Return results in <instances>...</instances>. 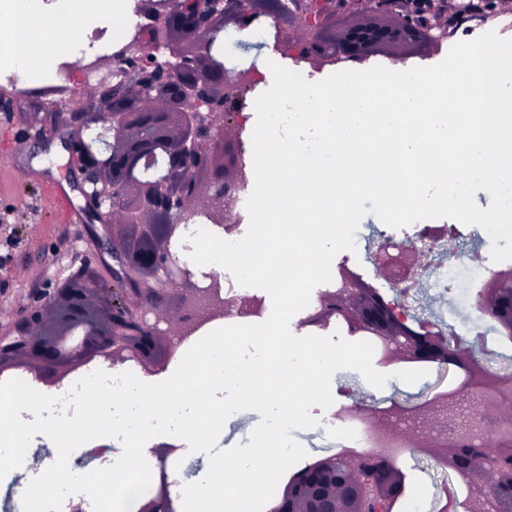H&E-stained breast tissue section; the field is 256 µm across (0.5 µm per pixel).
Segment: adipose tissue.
Instances as JSON below:
<instances>
[{"instance_id":"obj_1","label":"adipose tissue","mask_w":512,"mask_h":512,"mask_svg":"<svg viewBox=\"0 0 512 512\" xmlns=\"http://www.w3.org/2000/svg\"><path fill=\"white\" fill-rule=\"evenodd\" d=\"M126 6L127 0H110L107 7L84 9L77 0H57L47 10L41 0H0V13L9 17L0 25V45H10V63L23 81L31 83L48 74L56 57L79 54L85 25H111Z\"/></svg>"}]
</instances>
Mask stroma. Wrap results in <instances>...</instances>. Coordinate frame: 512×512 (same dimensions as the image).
I'll return each instance as SVG.
<instances>
[{
	"label": "stroma",
	"mask_w": 512,
	"mask_h": 512,
	"mask_svg": "<svg viewBox=\"0 0 512 512\" xmlns=\"http://www.w3.org/2000/svg\"><path fill=\"white\" fill-rule=\"evenodd\" d=\"M81 61L98 62L93 79L72 84L49 76L21 91L0 78V97L9 103L8 110H0V334L5 336L13 334L16 321L35 305L39 293L57 287L72 272L84 268L96 279L112 278L113 260L104 245L112 231L94 226L89 205L78 189L82 174L66 149L77 128L64 115L95 104L115 78L100 49L82 55ZM70 207L81 209L80 222L68 221ZM389 238L398 241L402 235L376 216H365L358 227L355 251L339 252L332 270L344 266L376 288H388L373 254L378 243ZM408 304L412 315L423 320L457 325L466 316L451 301L425 288H413ZM396 371V366L385 367L389 380L381 389L372 387L357 371L335 372L330 384L331 410L341 411L356 400L383 407L393 400L423 399L437 385L455 381L453 372L431 368L424 378L407 384L396 378ZM400 465L407 475L410 497L435 491L448 478L446 471L412 452L401 456Z\"/></svg>",
	"instance_id": "1"
}]
</instances>
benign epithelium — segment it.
Returning a JSON list of instances; mask_svg holds the SVG:
<instances>
[{
	"instance_id": "benign-epithelium-1",
	"label": "benign epithelium",
	"mask_w": 512,
	"mask_h": 512,
	"mask_svg": "<svg viewBox=\"0 0 512 512\" xmlns=\"http://www.w3.org/2000/svg\"><path fill=\"white\" fill-rule=\"evenodd\" d=\"M412 0H137L147 23L113 55L134 73L108 86L91 112H71L78 135L69 151L89 188L84 195L105 226L140 229L112 239L117 263L112 284H98L79 270L38 298L13 336H0V375L26 367L50 387H60L91 363L134 362L154 371L158 352L170 361L175 340H191L229 313L259 316L263 302L226 299L218 278L201 288L194 273L176 265L171 244L193 217L232 232L238 223L227 191L248 183L241 140L228 126L241 125L248 94L258 80L254 67L224 65V28H251L272 20L276 49L303 61L340 63L385 55L402 63L404 46H436L448 37L449 18L472 12L474 0H425V20ZM482 16L512 13V0H481ZM422 254L388 241L374 263L388 279L416 281ZM154 278L145 288L130 276ZM191 299L175 321L162 311L166 298ZM501 339L512 341V268L495 272L476 295ZM343 322L352 335L367 336L381 361L424 363L464 374L456 387L420 403L393 401L374 421L378 440L389 443L396 420L448 421V437L407 436L437 466L448 471L435 498L437 512H458L457 489H466L465 512H512V371L488 367L495 351L479 339L456 336L430 321L399 313L378 289L338 271L336 287L304 324ZM483 403L493 425L477 443L455 427L462 395ZM178 446L159 443L160 485L138 499L133 512H180L179 496L166 471ZM406 490L396 449L371 453L343 449L316 457L295 472L277 494L273 512H394Z\"/></svg>"
}]
</instances>
